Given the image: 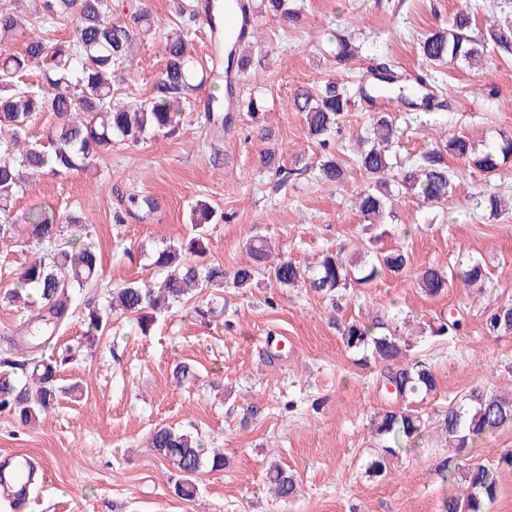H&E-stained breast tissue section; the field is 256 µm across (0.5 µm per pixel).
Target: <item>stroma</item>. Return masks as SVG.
Here are the masks:
<instances>
[{"label": "stroma", "mask_w": 512, "mask_h": 512, "mask_svg": "<svg viewBox=\"0 0 512 512\" xmlns=\"http://www.w3.org/2000/svg\"><path fill=\"white\" fill-rule=\"evenodd\" d=\"M26 21L22 36L0 43L22 51L26 36L69 40L72 29L42 18L40 0H17ZM459 0H293L302 11L288 26L266 14L256 19L252 64L242 81L243 99H256L257 117L238 112L229 129L208 119L203 87L181 103L175 133H155L113 146L87 169L26 179V189L9 213L23 223L32 210L79 215L101 255L100 284L75 292L74 315L58 346L76 345L84 331V300L105 303L108 291L128 281L152 282L162 273L154 253L190 232L191 203L204 200L224 214L209 225L204 262L225 271L247 264L246 241L268 237L279 257L315 264L321 254H361L363 219L353 205L367 183L353 172L344 183L318 175L319 150L308 142L302 113L293 105L298 89L314 81L359 82L376 56L388 54L403 68L426 74L451 103L449 111L421 114L402 126L400 158H413L443 144L454 133L484 148L512 131V56L489 52L483 66H432L419 42L444 25ZM350 34L358 51L340 64L327 53L333 34ZM132 66L112 75L114 98L150 96L164 64L161 44L136 38ZM371 111L353 104L340 121L336 155L352 159L356 138ZM271 130L268 139L257 129ZM273 150L278 166L295 169L284 181L277 168L261 166ZM447 209L421 206L414 194L394 203L395 224L408 236L384 237L383 250L407 251L406 275L347 292L344 316L384 323L409 341L411 356L431 365L436 393L419 404L429 422L422 442L393 459L386 473L366 476L377 453L370 418L399 402L380 384V369L362 362L342 344L330 324L329 304L308 288H282L257 272L251 288L224 289L214 298L210 322L194 320L192 302L160 313L149 333L134 319L114 316L93 354H83L62 371L77 379L79 398L62 397L33 425L0 411V461L23 453L47 470L44 486L21 510L0 500V512H442L451 490L437 472L448 444L434 423L451 397L481 385L512 390V336L488 335L486 309L512 299V215L476 218L470 196L485 190L512 193V165L491 176L458 160ZM151 197L154 211L117 224L113 215L131 196ZM39 247L26 238L0 242V292L10 288ZM482 259L488 281L482 291L453 287L430 296L416 284L424 267L454 265L461 255ZM458 312V335L439 338L429 328L440 315ZM189 363L193 380L179 384L170 371ZM169 426L197 435L205 447L223 449L225 466L198 475L197 495L174 490L175 471L148 446L151 432ZM293 473L296 496L279 499L265 478L270 463Z\"/></svg>", "instance_id": "obj_1"}]
</instances>
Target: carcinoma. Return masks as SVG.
Returning a JSON list of instances; mask_svg holds the SVG:
<instances>
[{
	"label": "carcinoma",
	"mask_w": 512,
	"mask_h": 512,
	"mask_svg": "<svg viewBox=\"0 0 512 512\" xmlns=\"http://www.w3.org/2000/svg\"><path fill=\"white\" fill-rule=\"evenodd\" d=\"M265 2L273 15L284 21L292 24L299 19V12L290 8L291 0ZM42 11L46 21L72 24V35L67 41L53 44L32 37L26 40L20 53L0 51L1 89L17 86L33 64L40 67L42 83L48 88L44 92L27 87L0 95V213L3 214L24 191L27 174L44 171L61 174L84 169L87 162L112 150L117 143L136 142L152 130H175L181 113L174 111V105L197 92L210 79L204 65L189 51L184 36L177 31L162 32L146 8L123 24L110 17L108 0H42ZM474 21L468 5H460L448 17L446 26L421 39L420 54L434 65L450 67L459 61L484 59L490 45L512 54V28L488 16L485 29L477 31L473 28ZM25 28V19L16 6L0 5V37L9 32L21 33ZM136 35L163 39L164 67L153 84L151 97L139 105L126 106L112 101V69L130 61ZM334 43L338 61L343 62L354 54V47L345 35H336ZM224 55L226 71L247 72L250 58L241 54L240 47L226 43ZM397 67L398 62L393 60L375 66L371 69L372 81L358 84L356 94L364 98L371 91L407 79L396 71ZM418 86L422 88L424 107L432 111L442 106L439 95L424 78H416L410 91ZM348 104L347 88L334 81L312 90L300 89L294 96V105L304 116L310 140L324 151L319 171L321 179L327 182L342 183L347 177V167L327 147L330 138L341 133L339 119ZM45 112L56 117V123L46 134L48 145L21 144L26 130ZM397 138L398 130L389 115L378 113L373 117L369 134L360 138L362 150L353 160L358 170L369 178V184L357 192L354 206L367 222V229L374 232L372 241L389 234L385 216L393 197L388 178L393 162L388 148ZM449 155L483 172H495L512 161V133H500L495 142L481 151L467 134H455L445 145L426 150L405 166L398 185L414 192L427 206L448 205L453 194ZM154 207V200L149 197H132L130 206L114 213L113 219L122 224L133 210L150 212ZM511 209L502 205L495 192L474 197V210L481 212L483 218L496 219ZM220 219L222 216L209 203L196 202L189 214L193 236L156 255L154 265L164 271L157 283L127 282L110 291L105 307L87 302L81 344L89 350L95 347L114 314L137 316L139 327L145 332L162 307L184 302L192 291L201 293L226 284L237 289L249 288L254 273L261 268L281 287L309 284L338 312L348 289L384 277H398L408 266L404 250L390 249L371 251L368 260L359 265L327 252L313 268H303L287 259H272L267 239L258 235L247 241L251 263L228 274L219 265H204L191 259L193 255L205 254L202 232ZM65 226L70 229L66 239L61 237ZM21 233L45 249L46 254L29 261L18 273L14 287L0 300L25 304L28 316L23 321L22 343L42 352L51 347L56 331L67 319L73 290L97 282L100 253L97 245L88 239L79 218L62 216L53 210L28 213ZM486 279V269L479 261L458 262L452 277L437 266L418 273V285L428 295L440 294L455 281L467 288H482ZM484 325L491 336L512 335V302L493 307ZM459 328L460 319L450 315L431 328V332L435 336H450ZM337 330L347 349H362L383 364V386L390 390V395L405 402L417 396H429L436 390L437 380L431 366L416 359L402 363L407 349L399 337L379 334L374 325L358 320L340 323ZM69 359L64 354L43 357L32 353L5 359L20 370V375L0 377V410L9 411L18 422L27 425L52 408L62 395L77 394L78 383L61 384L60 366ZM511 425L512 395L474 388L448 401L439 424L448 437V455L438 463V468L448 482L463 481L466 492L448 494L444 512H487L488 504L499 495L502 474L512 472V450L501 453L496 463L486 465L476 461L472 448L483 436ZM371 426L380 448L366 472L377 477L386 471L387 461L403 450L402 443L420 436L424 419L419 411L408 407L383 409L374 414ZM149 447L179 472L175 492L183 499L189 500L197 494L196 475L204 465L213 470L224 468V454L218 452L206 459L199 438L165 426L151 432ZM266 479L279 498H288L296 491L294 475L279 465L267 469Z\"/></svg>",
	"instance_id": "1"
}]
</instances>
